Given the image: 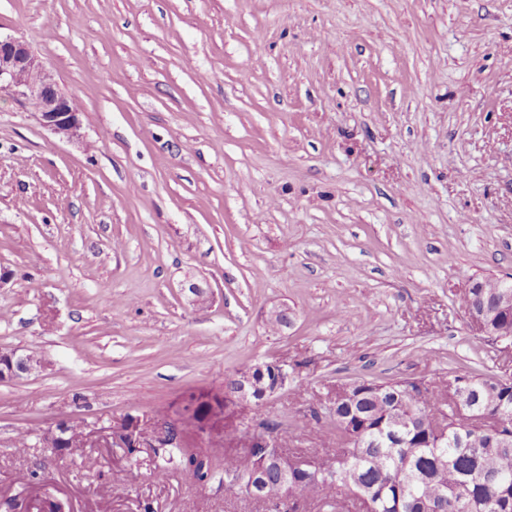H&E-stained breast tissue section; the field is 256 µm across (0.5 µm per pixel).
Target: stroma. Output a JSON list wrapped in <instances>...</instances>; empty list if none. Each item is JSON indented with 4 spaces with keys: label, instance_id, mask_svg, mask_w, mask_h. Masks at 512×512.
<instances>
[{
    "label": "stroma",
    "instance_id": "obj_1",
    "mask_svg": "<svg viewBox=\"0 0 512 512\" xmlns=\"http://www.w3.org/2000/svg\"><path fill=\"white\" fill-rule=\"evenodd\" d=\"M0 35L82 111L68 141L0 92V353L49 363L0 382V512H267L220 468L41 445L151 438L245 365L287 364L264 410L306 457L336 385L512 379L462 306L512 275V0H0ZM249 416L181 444L239 450ZM82 423V419L77 418L72 420L65 432L64 431H48L41 439V444L45 448H57L56 452L59 454H78L82 452L83 446L79 440V427ZM156 457L154 476L165 479L172 473L197 484L207 483L213 473L218 457L207 448H154Z\"/></svg>",
    "mask_w": 512,
    "mask_h": 512
}]
</instances>
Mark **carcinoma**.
Segmentation results:
<instances>
[{
  "label": "carcinoma",
  "instance_id": "1",
  "mask_svg": "<svg viewBox=\"0 0 512 512\" xmlns=\"http://www.w3.org/2000/svg\"><path fill=\"white\" fill-rule=\"evenodd\" d=\"M474 281L479 287L464 294L467 309L495 310L509 282L492 276ZM453 382L466 392L467 403L458 404L446 389L406 379L363 383L351 398L327 394L333 422L326 442L333 449L286 480L270 465L260 499L284 506L282 512H299L308 503L333 512L344 487L364 512H512V382L471 374ZM196 403L199 417L231 405L217 397ZM254 417L277 432L278 448L287 445L288 432L277 431L265 412L258 409ZM81 423L77 418L64 432L45 433L41 444L82 452ZM264 453H224V490L238 492L240 483L250 482ZM154 454L155 478L177 473L197 484L210 480L218 461L207 448H156Z\"/></svg>",
  "mask_w": 512,
  "mask_h": 512
}]
</instances>
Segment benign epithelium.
<instances>
[{
	"instance_id": "7a95c632",
	"label": "benign epithelium",
	"mask_w": 512,
	"mask_h": 512,
	"mask_svg": "<svg viewBox=\"0 0 512 512\" xmlns=\"http://www.w3.org/2000/svg\"><path fill=\"white\" fill-rule=\"evenodd\" d=\"M0 92L38 114L41 124L67 140L80 138V109L58 86L54 73L22 39L0 37ZM48 368L41 357L11 352L0 355V382L16 381ZM288 369L281 362L253 365L235 376V403L253 411L288 385ZM180 443L178 429L158 425L149 444L168 447ZM26 512H65L61 501L44 497L30 504Z\"/></svg>"
}]
</instances>
